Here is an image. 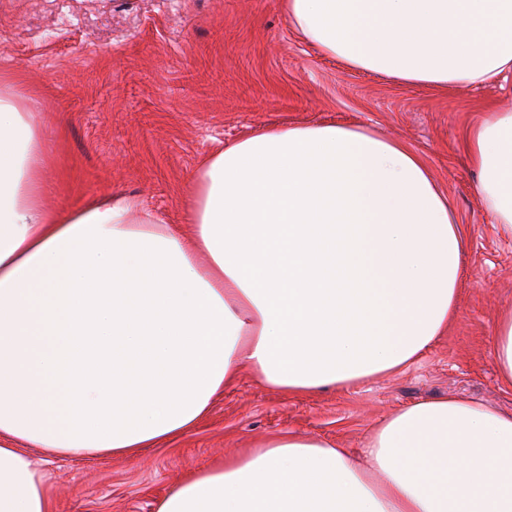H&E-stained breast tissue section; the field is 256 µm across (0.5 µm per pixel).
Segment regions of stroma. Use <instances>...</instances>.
Listing matches in <instances>:
<instances>
[{
  "label": "stroma",
  "mask_w": 512,
  "mask_h": 512,
  "mask_svg": "<svg viewBox=\"0 0 512 512\" xmlns=\"http://www.w3.org/2000/svg\"><path fill=\"white\" fill-rule=\"evenodd\" d=\"M278 2L70 0L72 26L50 37L53 0H0V74L15 78L48 147L45 208L131 197L186 234L208 153L282 125L364 127L420 155L448 197L466 242L455 317L412 367L361 386L286 396L242 371L191 431L134 459L30 449L60 512H155L194 471L287 432L357 453L378 422L418 402L466 397L512 414L492 356L512 310V240L492 224L467 155L472 129L489 108L512 107V91L436 90L350 69L295 34Z\"/></svg>",
  "instance_id": "stroma-1"
}]
</instances>
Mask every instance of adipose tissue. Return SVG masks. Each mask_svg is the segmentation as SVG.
<instances>
[{
  "label": "adipose tissue",
  "mask_w": 512,
  "mask_h": 512,
  "mask_svg": "<svg viewBox=\"0 0 512 512\" xmlns=\"http://www.w3.org/2000/svg\"><path fill=\"white\" fill-rule=\"evenodd\" d=\"M350 68L435 89L512 78V0H279ZM512 237V109L468 145ZM36 113L0 87V512H57L27 449L131 458L193 429L249 370L283 394L416 362L460 294L459 224L423 160L345 124L205 157L182 235L107 198L56 215ZM156 512H512V416L402 407L347 449L295 433L174 485Z\"/></svg>",
  "instance_id": "adipose-tissue-1"
}]
</instances>
